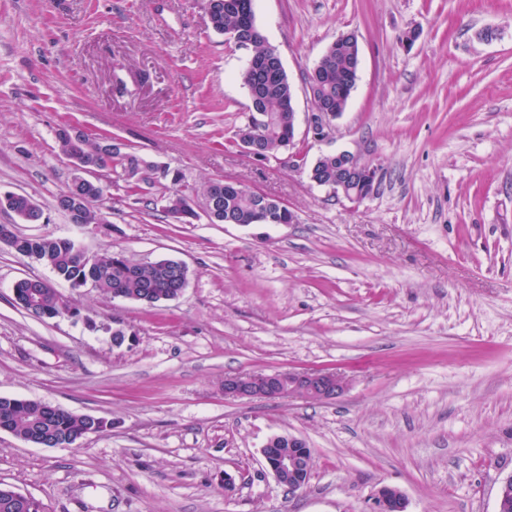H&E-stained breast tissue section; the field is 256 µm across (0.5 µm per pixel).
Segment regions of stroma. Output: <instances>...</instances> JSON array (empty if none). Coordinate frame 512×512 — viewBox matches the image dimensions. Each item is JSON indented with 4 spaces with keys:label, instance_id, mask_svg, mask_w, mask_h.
Segmentation results:
<instances>
[{
    "label": "stroma",
    "instance_id": "1",
    "mask_svg": "<svg viewBox=\"0 0 512 512\" xmlns=\"http://www.w3.org/2000/svg\"><path fill=\"white\" fill-rule=\"evenodd\" d=\"M294 90L295 144L258 161L251 55L215 32L204 0H0V195L43 212L26 235L91 257L182 262L181 295L149 307L54 278L0 244V396L40 400L107 428L67 447L0 431V485L43 512H372L383 486L407 512H495L512 475V0H254ZM353 34L360 66L329 135L307 126L308 74ZM75 126L180 173L191 194L236 180L279 199L291 224H189L163 208L170 180L107 188L111 231L56 206ZM347 151L379 168L352 202L306 167ZM51 280L53 319L14 299ZM123 343H115V331ZM327 370L338 399L230 400L242 373ZM282 435L312 450L307 485L265 468ZM28 280V281H24ZM21 290V295H25L23 291L32 290L36 294V298L38 300V304L33 310L25 309L15 298L18 305H20L23 309L28 311L31 315L37 318H56L65 313L68 310L65 302L58 295L55 289L44 279L39 278H28L22 279L16 283V288H14V293L18 292V289ZM45 313H48L46 316Z\"/></svg>",
    "mask_w": 512,
    "mask_h": 512
}]
</instances>
